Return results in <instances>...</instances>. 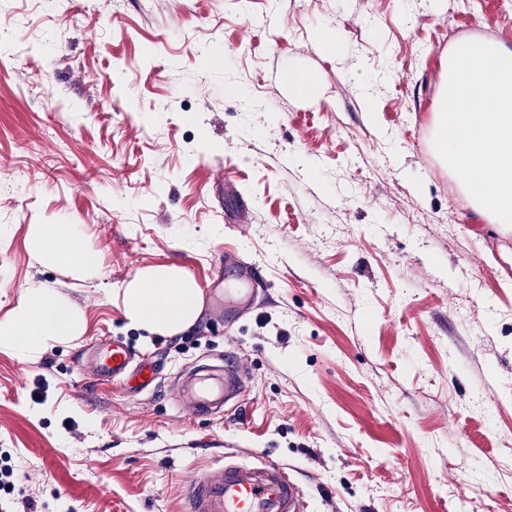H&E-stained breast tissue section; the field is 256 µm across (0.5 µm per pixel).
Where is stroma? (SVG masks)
Segmentation results:
<instances>
[{"mask_svg": "<svg viewBox=\"0 0 512 512\" xmlns=\"http://www.w3.org/2000/svg\"><path fill=\"white\" fill-rule=\"evenodd\" d=\"M452 13L471 25L450 40ZM476 38L512 47V12L0 0V320L41 286L84 315L32 359L0 345V512H185L228 452L285 464L310 512H512V225L456 207L433 144L448 53ZM58 223L98 275L31 254L29 226ZM228 243L263 270L252 314L127 324L138 271L204 288ZM100 337L156 361L155 386L81 370ZM227 354L240 407L183 414L173 378Z\"/></svg>", "mask_w": 512, "mask_h": 512, "instance_id": "obj_1", "label": "stroma"}]
</instances>
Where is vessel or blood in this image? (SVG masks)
I'll return each instance as SVG.
<instances>
[{
	"instance_id": "obj_1",
	"label": "vessel or blood",
	"mask_w": 512,
	"mask_h": 512,
	"mask_svg": "<svg viewBox=\"0 0 512 512\" xmlns=\"http://www.w3.org/2000/svg\"><path fill=\"white\" fill-rule=\"evenodd\" d=\"M224 267L244 282L233 293L238 312L254 308L266 286L261 269L239 252L225 253ZM92 368L96 376L124 388L140 390L155 379L152 365L137 361L132 349L119 340L96 349ZM241 376L231 359L225 360L220 372L198 371L182 386L180 403L194 415L221 410L237 396ZM183 497L186 512H309L303 491L287 467L273 460L228 461L206 469L185 485Z\"/></svg>"
}]
</instances>
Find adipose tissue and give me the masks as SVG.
Masks as SVG:
<instances>
[{"instance_id":"obj_1","label":"adipose tissue","mask_w":512,"mask_h":512,"mask_svg":"<svg viewBox=\"0 0 512 512\" xmlns=\"http://www.w3.org/2000/svg\"><path fill=\"white\" fill-rule=\"evenodd\" d=\"M29 243L43 258L66 265L77 274L97 269L77 224H33ZM202 292L192 277L175 266L139 271L123 293V314L129 325L171 336L190 328L198 318ZM82 312L50 288H29L10 315L0 321V343L22 359L33 358L48 342L74 339L83 332Z\"/></svg>"}]
</instances>
